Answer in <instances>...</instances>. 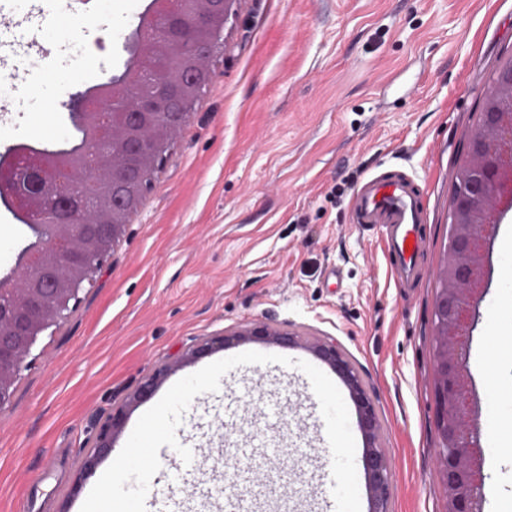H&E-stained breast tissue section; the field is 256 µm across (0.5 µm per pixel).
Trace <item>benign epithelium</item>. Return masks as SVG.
Returning a JSON list of instances; mask_svg holds the SVG:
<instances>
[{"instance_id":"benign-epithelium-1","label":"benign epithelium","mask_w":512,"mask_h":512,"mask_svg":"<svg viewBox=\"0 0 512 512\" xmlns=\"http://www.w3.org/2000/svg\"><path fill=\"white\" fill-rule=\"evenodd\" d=\"M231 0H153L156 8L125 38L139 45L137 62L109 77L102 91L69 96L70 117L81 133L70 148L40 149L18 144L0 162V198L23 216L33 240L18 255V270L0 276V407L9 403L23 361L39 337L59 325L79 302L84 283L121 240L129 216L152 185L157 164L208 84L203 66L217 49ZM480 155V173L471 163L460 172L452 210L444 287L433 305L435 425L438 469L446 493L445 512H482L485 474L482 451L466 424L468 393L463 374L473 304L483 294L482 258L486 234L501 212L489 197L508 195L512 171V113H483L481 134L470 144ZM252 339L301 347L326 363L347 387L366 441L364 470L372 512H389L392 461L381 443L376 406L355 365L330 336L310 337L292 329L251 324L189 348L188 360ZM170 372L162 365L99 426L80 467L81 483L114 447L127 410L149 400Z\"/></svg>"}]
</instances>
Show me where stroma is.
Segmentation results:
<instances>
[{
    "instance_id": "stroma-1",
    "label": "stroma",
    "mask_w": 512,
    "mask_h": 512,
    "mask_svg": "<svg viewBox=\"0 0 512 512\" xmlns=\"http://www.w3.org/2000/svg\"><path fill=\"white\" fill-rule=\"evenodd\" d=\"M151 0H0V77L14 89L0 117V157L18 143H79L66 106L84 89L69 54L102 83L129 62L125 35ZM35 42L34 58L21 46ZM512 57V0H232L211 81L151 189L80 301L25 358L0 407V512H81L76 472L112 406L161 363L159 386L202 368L184 358L206 336L266 323L336 338L359 368L392 457L390 512H444L437 465L432 309L446 261L448 201L480 116L490 70ZM406 173L427 211L425 272L397 287L380 228L353 224V190ZM512 210L487 240L478 322L463 363L470 429L484 451L483 512H512V369L498 336L512 326ZM31 240L0 200V274ZM501 387L490 392L489 378ZM325 422L295 366L248 365L194 398L179 442L221 448L270 484L247 512H325ZM146 512H220L223 493L183 500L160 454Z\"/></svg>"
}]
</instances>
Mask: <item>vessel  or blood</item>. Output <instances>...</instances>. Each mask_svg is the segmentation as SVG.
Instances as JSON below:
<instances>
[{"label":"vessel or blood","instance_id":"vessel-or-blood-1","mask_svg":"<svg viewBox=\"0 0 512 512\" xmlns=\"http://www.w3.org/2000/svg\"><path fill=\"white\" fill-rule=\"evenodd\" d=\"M354 223L386 228L385 247L392 275L399 284L417 281L427 240L421 227L428 219L419 191L404 176L367 179L351 202Z\"/></svg>","mask_w":512,"mask_h":512}]
</instances>
